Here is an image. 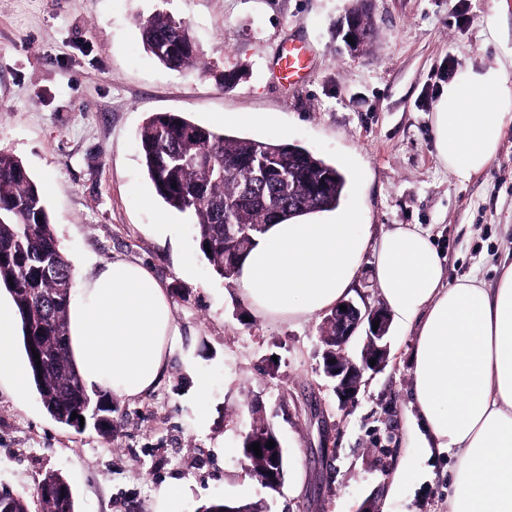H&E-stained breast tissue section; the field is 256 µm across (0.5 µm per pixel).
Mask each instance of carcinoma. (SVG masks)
Here are the masks:
<instances>
[{"mask_svg":"<svg viewBox=\"0 0 512 512\" xmlns=\"http://www.w3.org/2000/svg\"><path fill=\"white\" fill-rule=\"evenodd\" d=\"M347 14L360 20L361 46L373 23L358 2ZM145 48L172 70L201 56L186 22L156 13L140 23ZM140 153L157 195L171 208L190 212L199 250L227 279L270 224L290 223L338 207L344 176L332 164L288 142L228 136L195 124L178 112L150 116L138 134ZM19 315L26 360L47 414L73 426L72 413L93 421L104 437L115 424L112 403L92 400L68 354L67 310L72 265L59 249L41 188L23 161L0 151V285ZM39 359H34V355ZM41 365H36V361ZM56 486L40 497L42 512H76L72 488L59 473L41 483ZM0 512H29L28 500L0 489Z\"/></svg>","mask_w":512,"mask_h":512,"instance_id":"1","label":"carcinoma"}]
</instances>
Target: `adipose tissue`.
<instances>
[{
  "instance_id": "ef3b65f1",
  "label": "adipose tissue",
  "mask_w": 512,
  "mask_h": 512,
  "mask_svg": "<svg viewBox=\"0 0 512 512\" xmlns=\"http://www.w3.org/2000/svg\"><path fill=\"white\" fill-rule=\"evenodd\" d=\"M512 125V75L468 71L449 82L433 115L439 154L459 181L495 156ZM398 327L416 336L411 394L420 429L412 447L445 451L448 512H512V264L495 287L449 281L427 232L400 224L372 240L356 211L334 220L274 224L242 259L240 295L255 314L302 323L351 292L365 253ZM69 301L71 358L86 388L137 398L159 384L180 345L166 288L142 262L80 265ZM14 308L0 302V386L24 395Z\"/></svg>"
}]
</instances>
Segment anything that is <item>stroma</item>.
<instances>
[{
	"label": "stroma",
	"mask_w": 512,
	"mask_h": 512,
	"mask_svg": "<svg viewBox=\"0 0 512 512\" xmlns=\"http://www.w3.org/2000/svg\"><path fill=\"white\" fill-rule=\"evenodd\" d=\"M351 0H0V150L41 187L54 236L71 263L115 258L150 266L183 332L158 386L113 397L117 431L75 430L46 414L36 390L0 388V485L31 498L57 472L76 512H157L155 492L181 484L173 512L208 501L271 499V512H446L447 454L410 456L412 333L390 326L389 363L354 403L339 406L322 366L323 318L252 315L236 280L218 276L193 219L158 198L138 132L161 112L199 125L235 116L227 135L302 146L346 178L340 209L374 236L399 224L427 231L449 279L493 285L512 262V126L467 183L439 158L431 124L450 79L469 68L512 75V0H372L373 37L357 54L335 24ZM162 11L185 21L202 51L172 71L142 44L139 23ZM305 44L309 73L284 84L273 59ZM239 71L225 87L221 75ZM268 117L264 127L247 122ZM166 221V234L151 225ZM205 379L197 394V379ZM277 433L285 481L270 494L243 458L254 416ZM336 454L322 457L324 437Z\"/></svg>",
	"instance_id": "stroma-1"
}]
</instances>
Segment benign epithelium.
Wrapping results in <instances>:
<instances>
[{
    "mask_svg": "<svg viewBox=\"0 0 512 512\" xmlns=\"http://www.w3.org/2000/svg\"><path fill=\"white\" fill-rule=\"evenodd\" d=\"M336 35L342 37L346 48L358 52L360 37L357 20L351 16L341 19L337 24ZM353 43H348V38ZM347 310L342 311L336 307L328 317V324L336 329V333L322 337L324 349L322 359L327 362L324 373L334 380V391L341 404L353 401L361 386L369 383L373 375L383 371L389 363V345L386 334L389 330V313L379 307H359L347 300L343 302ZM379 321V327H374V321ZM365 330L366 336L361 357L353 359L346 353L348 344L356 337V333ZM375 364H370V360ZM275 469L265 481V488L272 493H281L285 479L283 464L285 459L280 456L274 458Z\"/></svg>",
    "mask_w": 512,
    "mask_h": 512,
    "instance_id": "benign-epithelium-1",
    "label": "benign epithelium"
}]
</instances>
